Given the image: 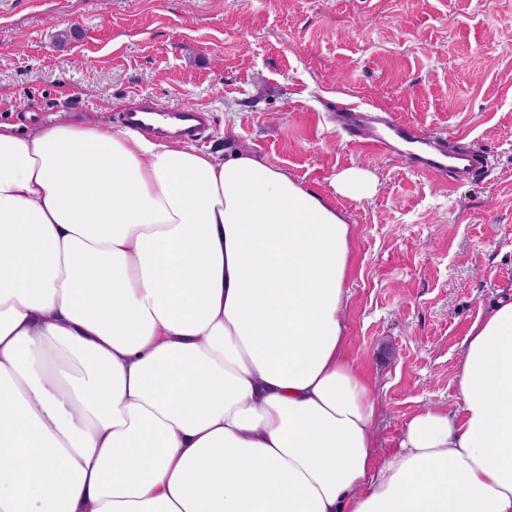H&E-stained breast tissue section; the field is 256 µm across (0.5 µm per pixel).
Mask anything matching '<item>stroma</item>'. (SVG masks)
<instances>
[{
    "label": "stroma",
    "instance_id": "obj_1",
    "mask_svg": "<svg viewBox=\"0 0 512 512\" xmlns=\"http://www.w3.org/2000/svg\"><path fill=\"white\" fill-rule=\"evenodd\" d=\"M146 97L210 115L204 149L248 150L351 224L349 354L382 452L453 407L472 325L512 296V0H0V120L119 114ZM376 107L487 167L448 189L349 143L336 103ZM359 168L375 193L334 180ZM375 181L362 170L352 168L339 174L335 181L337 192L361 200L375 190Z\"/></svg>",
    "mask_w": 512,
    "mask_h": 512
}]
</instances>
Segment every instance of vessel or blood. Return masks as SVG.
Instances as JSON below:
<instances>
[{
  "label": "vessel or blood",
  "mask_w": 512,
  "mask_h": 512,
  "mask_svg": "<svg viewBox=\"0 0 512 512\" xmlns=\"http://www.w3.org/2000/svg\"><path fill=\"white\" fill-rule=\"evenodd\" d=\"M141 111L179 120L181 135L191 139L199 137L205 126V111L197 106L169 109L149 102ZM336 123L351 143L383 156H405L412 169L451 187L476 175L486 164L482 154L449 149L447 134H421L415 126L388 113L340 106L336 109Z\"/></svg>",
  "instance_id": "obj_1"
}]
</instances>
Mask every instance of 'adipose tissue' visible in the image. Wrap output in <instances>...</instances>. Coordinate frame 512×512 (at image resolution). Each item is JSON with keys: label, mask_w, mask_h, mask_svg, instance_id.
<instances>
[{"label": "adipose tissue", "mask_w": 512, "mask_h": 512, "mask_svg": "<svg viewBox=\"0 0 512 512\" xmlns=\"http://www.w3.org/2000/svg\"><path fill=\"white\" fill-rule=\"evenodd\" d=\"M350 253L256 154L0 121V512H512V300L383 455Z\"/></svg>", "instance_id": "1"}]
</instances>
